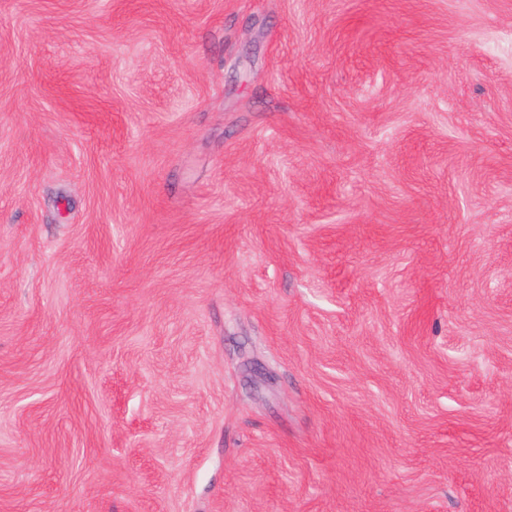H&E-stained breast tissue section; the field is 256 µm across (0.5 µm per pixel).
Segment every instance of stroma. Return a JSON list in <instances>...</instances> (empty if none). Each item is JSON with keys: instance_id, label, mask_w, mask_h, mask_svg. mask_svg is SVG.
<instances>
[{"instance_id": "1", "label": "stroma", "mask_w": 512, "mask_h": 512, "mask_svg": "<svg viewBox=\"0 0 512 512\" xmlns=\"http://www.w3.org/2000/svg\"><path fill=\"white\" fill-rule=\"evenodd\" d=\"M0 512H512V0H0Z\"/></svg>"}]
</instances>
